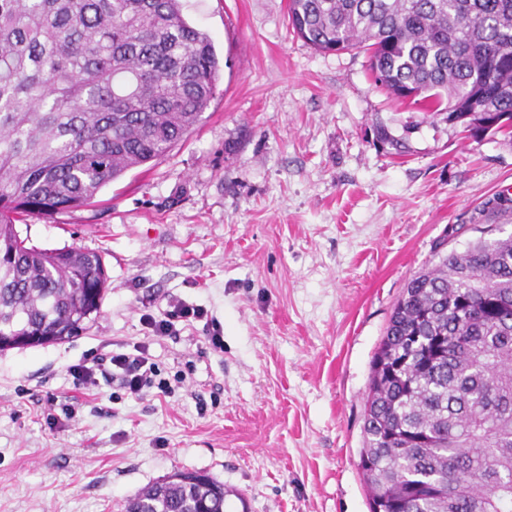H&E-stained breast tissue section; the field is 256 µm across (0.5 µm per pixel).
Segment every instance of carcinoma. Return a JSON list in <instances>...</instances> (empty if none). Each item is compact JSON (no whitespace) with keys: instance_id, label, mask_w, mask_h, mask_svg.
<instances>
[{"instance_id":"1","label":"carcinoma","mask_w":512,"mask_h":512,"mask_svg":"<svg viewBox=\"0 0 512 512\" xmlns=\"http://www.w3.org/2000/svg\"><path fill=\"white\" fill-rule=\"evenodd\" d=\"M293 32L359 50L389 94L478 140L512 129V0H288ZM220 64L181 0H0V350L63 343L100 315L102 257L17 223L94 201L201 121ZM371 363L358 467L370 512H512V234L435 251ZM124 512H224L178 472Z\"/></svg>"}]
</instances>
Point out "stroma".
<instances>
[{"label": "stroma", "mask_w": 512, "mask_h": 512, "mask_svg": "<svg viewBox=\"0 0 512 512\" xmlns=\"http://www.w3.org/2000/svg\"><path fill=\"white\" fill-rule=\"evenodd\" d=\"M183 15L222 65L202 122L90 206L26 220L35 245L101 254L109 288L81 336L0 352V512H124L180 471L243 490L250 512H369L372 358L436 244L512 234L490 213L512 199V141L397 100L363 52L316 51L287 0ZM172 297L207 316L150 341L143 317ZM143 341L171 394L102 376L66 418L72 366Z\"/></svg>", "instance_id": "stroma-1"}]
</instances>
